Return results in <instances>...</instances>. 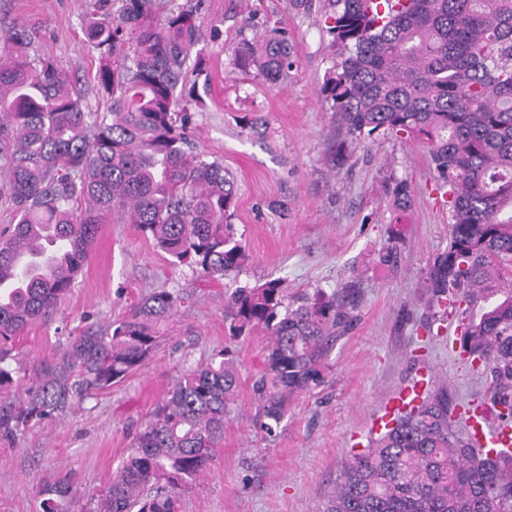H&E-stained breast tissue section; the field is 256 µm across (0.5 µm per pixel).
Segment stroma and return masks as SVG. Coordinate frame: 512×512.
<instances>
[{"mask_svg":"<svg viewBox=\"0 0 512 512\" xmlns=\"http://www.w3.org/2000/svg\"><path fill=\"white\" fill-rule=\"evenodd\" d=\"M197 6L208 61L187 86L201 98L191 138L197 152L223 161L237 183L235 224L249 256L236 278L209 282L172 265L133 224L101 225L74 288L49 318L17 336L7 360L22 399L33 362L58 353L69 337L124 318L157 289L185 302L159 328V344L137 371L65 414L0 436V512H39V490L59 474L71 479V512H95L103 489L156 405L188 368L228 350L239 376L237 403L204 475L183 498V512H319L350 451L374 436L386 402L420 371L448 387L456 417L485 394L491 377L453 351L455 324L438 322L423 274L447 250L450 213L421 145L397 136L353 144L336 157L343 132L323 85L335 58L325 31L326 0L303 12L288 0H172ZM117 0H0V34L31 28L38 54L59 61L90 110H101L98 54L82 20ZM287 30L294 66L283 88L233 65L240 41L266 27ZM265 122L250 134L249 119ZM408 180L411 206L390 204L388 189ZM390 262H382L383 254ZM280 280L289 292L331 293L355 282L356 316L337 342L322 382L303 395L273 434L254 426L252 382L267 338H231L224 291Z\"/></svg>","mask_w":512,"mask_h":512,"instance_id":"35a3bbf8","label":"stroma"}]
</instances>
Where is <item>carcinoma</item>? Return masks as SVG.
Masks as SVG:
<instances>
[{"instance_id":"carcinoma-1","label":"carcinoma","mask_w":512,"mask_h":512,"mask_svg":"<svg viewBox=\"0 0 512 512\" xmlns=\"http://www.w3.org/2000/svg\"><path fill=\"white\" fill-rule=\"evenodd\" d=\"M161 0H121L86 14L99 54L86 109L59 62L30 54L20 25L0 36V178L16 223L0 235V387L9 345L74 287L100 225L130 223L175 265L228 279L247 260L231 219L237 188L218 159L193 153L194 112L182 97L200 29L193 8L159 16ZM340 57L324 91L351 139L405 136L423 144L448 195V250L425 272L430 305L455 318L459 355L488 371L487 393L512 424V0H328ZM233 64L266 83L288 82L283 31L242 41ZM407 209L411 185L391 189ZM184 297L168 290L130 314L69 338L31 368L22 401L0 400V435L61 415L135 372L158 346L159 325ZM231 335L267 332L252 388L256 427L274 431L288 406L322 382L353 303L320 289L287 302L279 280L224 296ZM238 381L220 352L185 371L152 413L100 499L103 512H180L224 438ZM448 387L431 388L366 448L343 462L322 512H512V451L481 450L456 428ZM67 476L40 489L41 512H69Z\"/></svg>"}]
</instances>
